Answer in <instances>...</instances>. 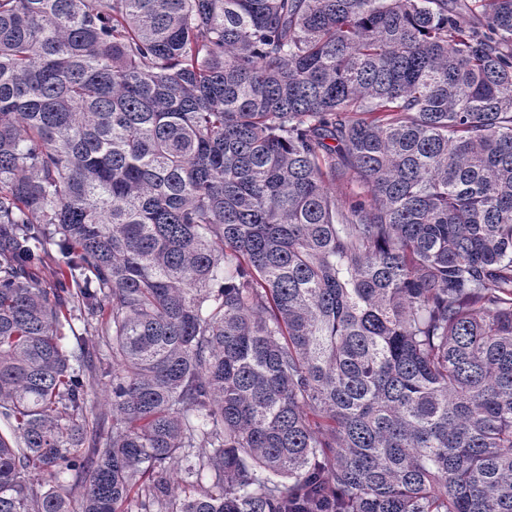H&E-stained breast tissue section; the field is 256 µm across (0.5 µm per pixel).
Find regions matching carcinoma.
Instances as JSON below:
<instances>
[{
	"mask_svg": "<svg viewBox=\"0 0 512 512\" xmlns=\"http://www.w3.org/2000/svg\"><path fill=\"white\" fill-rule=\"evenodd\" d=\"M0 417V512H512V0H0ZM74 327L77 333L82 337L83 344L90 351H94L101 361L111 360L108 346H106L107 338L102 336L101 330L96 322L90 325H84L82 322L75 320ZM109 380V376L99 377V380L94 381L87 396V413L89 418L93 420V417L96 416L105 417V430L102 434L100 448H102V444L106 441L107 436L110 435L112 430V412L106 407Z\"/></svg>",
	"mask_w": 512,
	"mask_h": 512,
	"instance_id": "1",
	"label": "carcinoma"
}]
</instances>
